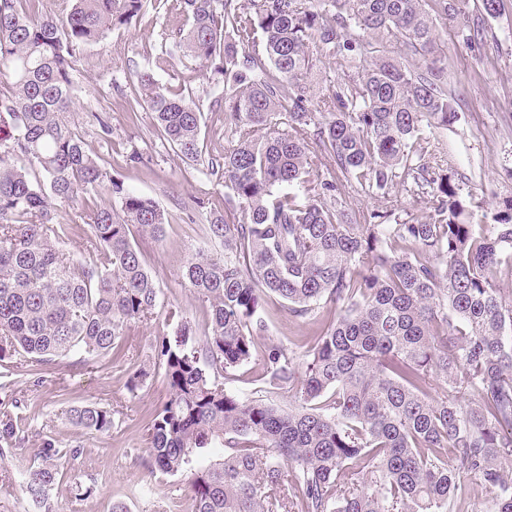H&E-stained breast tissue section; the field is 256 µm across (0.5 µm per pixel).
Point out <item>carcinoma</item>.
Segmentation results:
<instances>
[{"label": "carcinoma", "mask_w": 512, "mask_h": 512, "mask_svg": "<svg viewBox=\"0 0 512 512\" xmlns=\"http://www.w3.org/2000/svg\"><path fill=\"white\" fill-rule=\"evenodd\" d=\"M30 2L0 0V363L22 357L37 385L74 351L115 355L165 308L130 227L158 239L168 219L112 179L68 117L78 56L145 0H62L44 15ZM173 2L187 23L166 52L211 69L236 145L205 155L193 96L135 73L162 139L224 180V211L208 219L224 252H198L183 272L209 311L204 338L182 319L153 346L169 397L149 423L152 465L186 477L191 512H453L468 477L492 492L489 512H512V296L498 285L512 278V199L491 229L471 223L485 200L436 171L426 136L458 117L437 23L475 41L471 0ZM322 65L333 75L317 83ZM106 180L117 204L89 214L75 257L51 200ZM410 183L429 204L417 223L338 207L354 187L388 196ZM267 294L314 319L303 354L259 350ZM259 353L286 411L224 389ZM71 413L112 427L95 404ZM25 443L3 415L1 469ZM82 453L42 441L25 491L44 512L61 459Z\"/></svg>", "instance_id": "cac0c4a2"}]
</instances>
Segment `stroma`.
Returning a JSON list of instances; mask_svg holds the SVG:
<instances>
[{
  "instance_id": "stroma-1",
  "label": "stroma",
  "mask_w": 512,
  "mask_h": 512,
  "mask_svg": "<svg viewBox=\"0 0 512 512\" xmlns=\"http://www.w3.org/2000/svg\"><path fill=\"white\" fill-rule=\"evenodd\" d=\"M183 16L169 0H147L142 13L130 25L113 30L106 38L83 51L77 62L73 118L88 147L98 154L113 179L135 194L155 200L168 222L161 240L132 231L131 239L142 252L165 302L171 304L204 331L208 310L186 288L182 273L196 251L212 249L206 218L210 208H223L224 183L208 175L200 164L183 161L164 146L150 112L135 102L134 73L150 70L158 83L193 91L202 111L204 150L220 154L235 144L224 126V112L213 107L205 78L206 68L185 58H169L165 38L182 26ZM446 47L448 89L457 102L460 119L451 129L435 130L431 142L445 165L461 172H476L472 186L490 206L512 198V7L498 18L487 20L482 41L472 47L458 42L453 27L440 28ZM106 114L112 127L102 135L96 121ZM108 184L88 194L87 203L109 204ZM87 203L54 201L57 223L72 225L65 248L73 255L83 252L89 227L79 216ZM393 204L394 221L421 218L425 199L394 189L389 198L352 191L342 207L359 217ZM267 331L262 344H280L303 352L314 330L312 321L289 315L273 295L263 301ZM165 326L164 317L132 324L124 339V354L82 366H60L48 372L42 383L16 377L9 389H0V414L12 411V397L25 399L18 410V425L28 441L0 474V512H37L23 485L28 469L39 459L43 438H54L59 447L81 444L84 452L64 458L61 477L50 492L54 512H190L182 476L152 468L147 457V424L167 400L160 369H152L137 393L126 383L142 368L152 344ZM95 404L112 414L110 431L90 432L76 425L71 408ZM89 488L79 499L76 486Z\"/></svg>"
}]
</instances>
